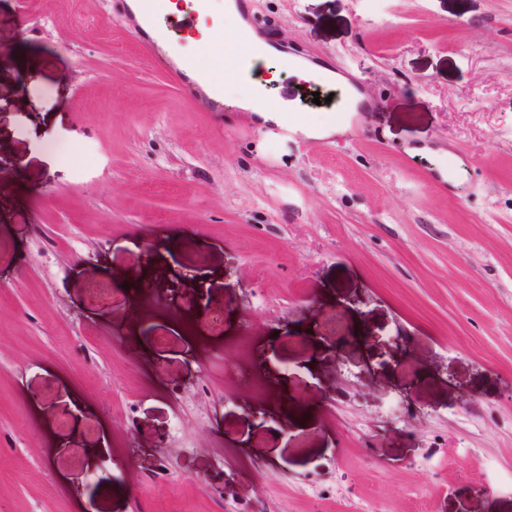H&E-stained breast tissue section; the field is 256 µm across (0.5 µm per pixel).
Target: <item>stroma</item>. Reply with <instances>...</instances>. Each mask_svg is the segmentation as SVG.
Instances as JSON below:
<instances>
[{
  "label": "stroma",
  "mask_w": 512,
  "mask_h": 512,
  "mask_svg": "<svg viewBox=\"0 0 512 512\" xmlns=\"http://www.w3.org/2000/svg\"><path fill=\"white\" fill-rule=\"evenodd\" d=\"M245 2L347 133L204 101L113 0H0V512H512V0Z\"/></svg>",
  "instance_id": "stroma-1"
}]
</instances>
